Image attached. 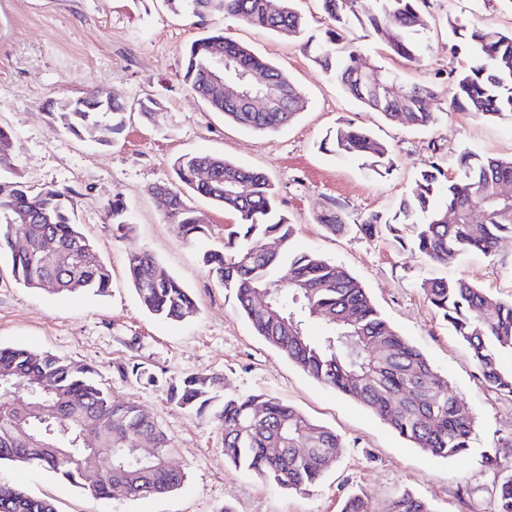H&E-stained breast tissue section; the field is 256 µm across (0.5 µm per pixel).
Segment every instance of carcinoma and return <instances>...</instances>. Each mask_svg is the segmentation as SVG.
<instances>
[{"label": "carcinoma", "mask_w": 512, "mask_h": 512, "mask_svg": "<svg viewBox=\"0 0 512 512\" xmlns=\"http://www.w3.org/2000/svg\"><path fill=\"white\" fill-rule=\"evenodd\" d=\"M426 2L321 0L329 27L315 44L305 38L307 21L295 0H165L173 13L202 23L208 17H231L303 42L313 61L348 96L388 121L413 128L437 120L431 104L440 97L439 87L379 78L371 57L345 34L357 27L363 37L383 39L394 55L414 62L423 51L418 35L428 27L422 10ZM448 25L473 59L448 75L450 108L486 118L512 116V32L458 19ZM219 58L224 59V76L237 80L248 75L241 82L247 91H256L253 79L278 85L284 108L246 112L225 97L212 80ZM182 78L212 111L254 131L275 132L306 107L304 94L285 71L224 37L221 30L186 47ZM49 114L75 138L109 146L125 129L127 106L95 91L52 102ZM333 152L365 158L377 173L393 164L388 146L364 129H336ZM173 169L175 182L156 185L151 194L163 219L177 225L189 244H200L208 228L189 205L188 195L237 214L224 247L202 250L201 261L224 288L235 291L240 314L258 336L317 382L375 411L414 447L441 458L471 451L475 418L464 411L447 377L382 317L347 268L315 252L292 249L293 224L279 209L276 187L263 172L209 153L181 156ZM505 181L512 182V159L484 158L465 149L454 177L430 162L390 218L377 212L347 224L331 201L317 221L331 234L353 231L372 239L387 232L410 253L448 266L471 252L490 256L502 239L512 238V199L499 195ZM75 208L69 192L51 186L36 189L14 174L11 134L0 129V258L7 259L17 282L37 290L48 283V292L56 294L108 291L110 270L75 223ZM476 210L482 212L479 220L473 216ZM107 216L120 236L132 230L122 199H112ZM47 237L58 247L49 262L39 251ZM268 240L275 242V250H265ZM18 241L26 246L16 247ZM127 271L150 314L181 322L196 312L189 289L150 253L131 254ZM421 288L435 313L469 347L483 378L512 396V370L501 365V357L512 354V301L494 299L462 278L426 279ZM259 295L267 302L264 310L255 305ZM312 322L321 327V335L309 333ZM1 377L10 379L0 386L1 397L41 384L52 392L38 403L36 414L22 406L0 408V463L45 468L97 499L109 498L117 483L128 485L136 496L165 495L183 485L185 473L166 467L170 443L164 431L135 403L112 395L91 368L52 354L0 346ZM168 392L184 413L217 422L224 456L232 466L282 489L304 492L315 486L344 447L333 430L296 408L266 394L226 393L222 379L212 374L186 376ZM258 407L263 410L261 427L256 426ZM78 447L96 449L97 470L86 467ZM271 448L286 452L274 456ZM295 448L313 452L297 455ZM0 512L56 508L48 498L0 484ZM340 512H372V507L364 493L352 492ZM389 512L433 510L423 498L405 491L392 501ZM495 512H512V473L501 480Z\"/></svg>", "instance_id": "obj_1"}]
</instances>
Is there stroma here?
<instances>
[{"label":"stroma","mask_w":512,"mask_h":512,"mask_svg":"<svg viewBox=\"0 0 512 512\" xmlns=\"http://www.w3.org/2000/svg\"><path fill=\"white\" fill-rule=\"evenodd\" d=\"M430 26L420 61L391 55L386 43L368 48L381 73L400 81L444 83L469 58L450 37V17L512 30V0H430ZM276 64L305 93L308 105L283 130L264 134L225 120L197 98L182 78L185 47L213 29ZM100 87L127 103L124 132L109 146L83 142L48 114L47 103ZM161 104L145 120L140 100ZM422 130L392 123L347 96L312 62L301 44L232 18L206 25L170 12L163 0H0V127L13 137L14 172L28 184L71 192L81 232L110 267L105 295L56 296L24 287L0 262V346H22L91 367L114 395L137 404L166 432L170 463L186 473L163 497L96 500L52 472L0 466V483L51 499L57 512H339L350 492L367 495L387 512L408 490L434 512H493L501 468L482 452L512 463V396L491 389L470 350L430 307L421 284L462 278L492 297L512 299V238L494 255L471 254L444 267L411 255L388 234L368 240L331 234L316 217L329 202L346 223L390 211L409 195L421 170L439 162L457 172L469 148L484 157H512V117L484 119L446 112ZM369 130L389 145L394 165L376 174L364 160L325 150L337 127ZM218 154L263 171L276 185L281 209L294 225L293 245L345 266L386 320L448 378L476 418L473 452L437 458L411 446L371 410L325 387L257 336L239 313L233 291L210 275L177 225L164 222L151 186L173 181V163L186 154ZM126 202L133 231L117 237L106 215L113 196ZM147 251L192 292L197 312L172 323L148 313L126 274L130 253ZM138 364L157 385L123 377ZM217 374L229 393H266L336 432L344 443L335 466L310 491H288L243 473L224 459L222 437L208 418L188 415L169 400L171 383L189 374Z\"/></svg>","instance_id":"1"}]
</instances>
